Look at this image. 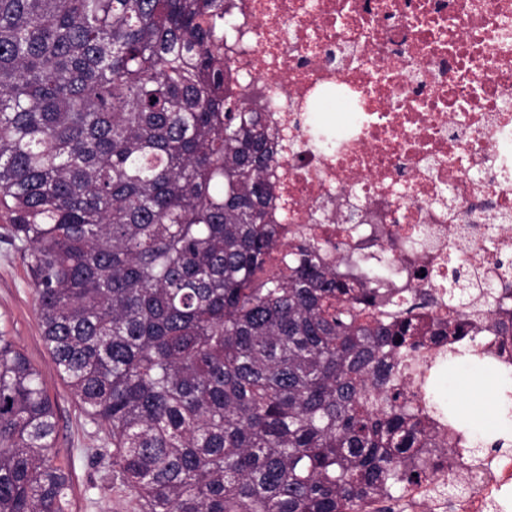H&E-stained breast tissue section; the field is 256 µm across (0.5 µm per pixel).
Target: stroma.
Returning <instances> with one entry per match:
<instances>
[{
  "mask_svg": "<svg viewBox=\"0 0 512 512\" xmlns=\"http://www.w3.org/2000/svg\"><path fill=\"white\" fill-rule=\"evenodd\" d=\"M7 224L0 211V329L39 369L58 406L56 453L71 468L74 512H141L138 498L112 481V446L105 428L90 421L55 368L35 311L28 256L8 238Z\"/></svg>",
  "mask_w": 512,
  "mask_h": 512,
  "instance_id": "obj_1",
  "label": "stroma"
}]
</instances>
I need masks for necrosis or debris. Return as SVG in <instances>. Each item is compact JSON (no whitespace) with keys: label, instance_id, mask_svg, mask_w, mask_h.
<instances>
[{"label":"necrosis or debris","instance_id":"obj_1","mask_svg":"<svg viewBox=\"0 0 512 512\" xmlns=\"http://www.w3.org/2000/svg\"><path fill=\"white\" fill-rule=\"evenodd\" d=\"M224 90L264 113L282 136L270 172L279 244L265 264L284 272L301 238L322 246L329 268L348 265L435 299L422 326L466 319L460 345L512 366V295L484 310L486 290L512 281V0H227ZM344 101V118L323 111ZM460 268L476 286L448 303ZM448 353L418 337L406 372L428 400ZM447 424L432 453L433 480L364 512H498L512 486V456L480 469L453 455ZM468 490L448 494V479Z\"/></svg>","mask_w":512,"mask_h":512}]
</instances>
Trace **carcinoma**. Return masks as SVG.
I'll list each match as a JSON object with an SVG mask.
<instances>
[{"instance_id":"carcinoma-1","label":"carcinoma","mask_w":512,"mask_h":512,"mask_svg":"<svg viewBox=\"0 0 512 512\" xmlns=\"http://www.w3.org/2000/svg\"><path fill=\"white\" fill-rule=\"evenodd\" d=\"M226 0H0V205L55 367L143 512H359L430 477L414 311L268 222L275 134L224 99ZM464 439L461 412L433 406ZM57 407L0 331V512H72Z\"/></svg>"}]
</instances>
